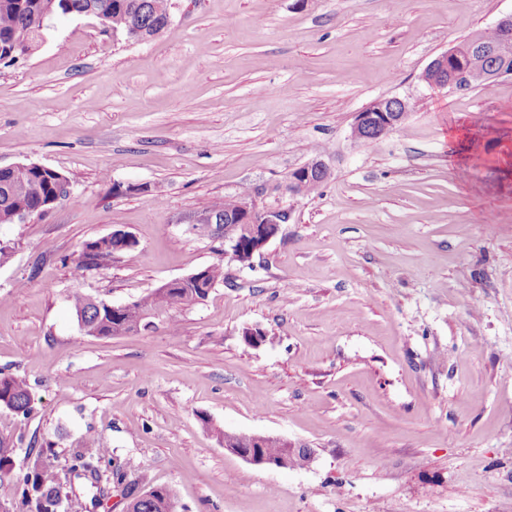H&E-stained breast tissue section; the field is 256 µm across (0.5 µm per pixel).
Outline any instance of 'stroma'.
<instances>
[{"label": "stroma", "instance_id": "obj_1", "mask_svg": "<svg viewBox=\"0 0 512 512\" xmlns=\"http://www.w3.org/2000/svg\"><path fill=\"white\" fill-rule=\"evenodd\" d=\"M174 3L149 40L59 16L0 65V165L72 185L47 215L0 224V371L36 402L0 408L16 448L0 502L22 512L37 450L66 467L92 433L104 478L172 486L176 512H512V79L458 95L421 79L512 0ZM393 96L401 127L353 142L356 112ZM316 158L328 179L291 195ZM245 189L293 210L250 267L187 224ZM117 229L135 251L78 267ZM219 263L205 301L150 330L78 326L74 295L124 304ZM256 327L267 341L246 344ZM226 432L317 455L260 468ZM312 176H319L327 179L329 169L321 160H314L290 173L288 179V190L293 195L303 194L305 184ZM326 180L314 179L306 184V195L317 192Z\"/></svg>", "mask_w": 512, "mask_h": 512}]
</instances>
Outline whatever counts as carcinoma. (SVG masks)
<instances>
[{"label": "carcinoma", "mask_w": 512, "mask_h": 512, "mask_svg": "<svg viewBox=\"0 0 512 512\" xmlns=\"http://www.w3.org/2000/svg\"><path fill=\"white\" fill-rule=\"evenodd\" d=\"M165 0H0V58L10 54L13 41L24 33L31 40H37L43 33L42 16L45 11L53 10L52 17L67 14H80L90 6H95L112 19V24L121 30L134 27L148 34L163 30L167 25L164 14ZM25 185L26 193L12 198L4 186ZM56 175L48 170H29L0 172V224L8 223L9 209L24 205L35 208L55 195ZM111 253L112 246L102 239L85 242L80 254V263L84 268H97L98 259L103 253ZM224 280V266L220 264L205 267L202 280L187 285L173 283L165 292H150L134 302L126 310L124 324L128 330L137 328L144 314L157 315L181 304L205 300L211 288ZM72 307L77 322L86 334L108 338L114 336L116 327L106 307H98L88 301V297L76 295ZM0 408L8 409L24 417L34 410V398L27 381L8 373H0ZM286 451L281 439L269 436L264 440L258 452L269 458H276ZM108 455V449L90 446L86 440L76 449L72 458L70 472L80 477L90 472L91 467L101 463ZM56 452L52 448L41 449L31 463V471L24 481L20 493L22 507L27 512H71L73 499L69 488L63 486L58 478L55 460ZM133 512H175L176 493L169 486L149 491L137 488L130 490Z\"/></svg>", "instance_id": "obj_1"}]
</instances>
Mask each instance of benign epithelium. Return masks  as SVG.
I'll return each instance as SVG.
<instances>
[{"instance_id": "1", "label": "benign epithelium", "mask_w": 512, "mask_h": 512, "mask_svg": "<svg viewBox=\"0 0 512 512\" xmlns=\"http://www.w3.org/2000/svg\"><path fill=\"white\" fill-rule=\"evenodd\" d=\"M512 43V14L500 19L495 27L480 33L474 52L470 53L472 62H480L492 50L501 45ZM452 51H445L434 58L424 69L421 79L428 85L445 88L448 94H460L468 91L466 69L448 68V56ZM400 102L398 110L387 112L376 109L371 112L364 109L356 113L350 130V138L357 143L366 142V133L377 129L381 135L395 130L407 117L409 103L397 98ZM313 176L326 178L329 169L320 160H314L290 173L288 190L294 195L303 194L305 184ZM71 184L67 177L59 175L56 196L36 209L16 207L11 211L10 219L15 224H23L33 216H40L55 207L60 201L69 197ZM291 210H259L250 197H242L235 213L227 216L206 211L193 215L188 224L194 232H203L224 238V256L234 262H253L257 255H262L264 247L280 232L281 225L290 221ZM112 242L122 246L114 250L112 257L121 255V250L134 251L138 247L135 237L124 230H115L108 235ZM224 449L241 457L248 463L259 467H276L288 469L292 467V456L284 454L276 459H269L251 451H244L238 446V435L224 433Z\"/></svg>"}]
</instances>
